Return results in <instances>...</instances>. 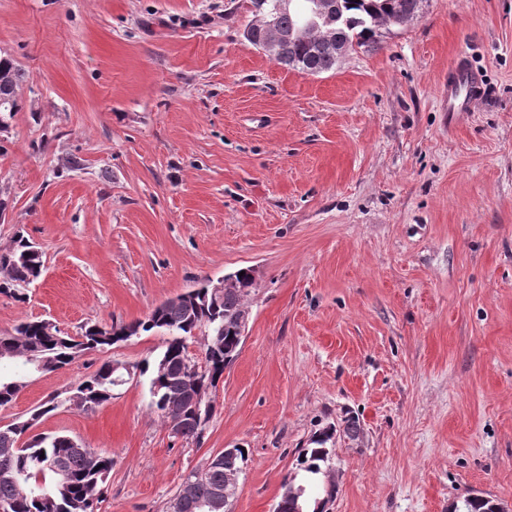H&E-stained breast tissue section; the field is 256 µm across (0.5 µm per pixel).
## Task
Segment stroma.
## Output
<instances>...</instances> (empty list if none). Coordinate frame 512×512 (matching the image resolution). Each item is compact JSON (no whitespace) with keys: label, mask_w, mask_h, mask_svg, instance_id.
I'll use <instances>...</instances> for the list:
<instances>
[{"label":"stroma","mask_w":512,"mask_h":512,"mask_svg":"<svg viewBox=\"0 0 512 512\" xmlns=\"http://www.w3.org/2000/svg\"><path fill=\"white\" fill-rule=\"evenodd\" d=\"M253 19L247 0H0V54L26 74L0 133V249L21 233L44 262L25 300L0 295V333L130 323L256 277L200 440L149 407L161 332L21 372L0 426L119 362L134 372L108 402L36 427L111 450L101 512H167L236 446L233 512H273L329 428V512H464L474 494L512 512V0H428L318 76L246 41ZM460 54L487 92L453 124Z\"/></svg>","instance_id":"obj_1"}]
</instances>
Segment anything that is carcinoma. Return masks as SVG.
I'll use <instances>...</instances> for the list:
<instances>
[{
	"mask_svg": "<svg viewBox=\"0 0 512 512\" xmlns=\"http://www.w3.org/2000/svg\"><path fill=\"white\" fill-rule=\"evenodd\" d=\"M337 19L330 26L310 25L305 38L288 48L292 69L320 75L336 68V60L320 51L316 43L336 39L351 50L378 43L382 31L390 30L400 15L416 11L418 0H336ZM43 271L42 252L20 235L13 245L0 251V294L22 298L20 287L37 280ZM244 306L243 296L229 290L220 300L210 289L195 288L154 307L148 315L128 324L86 325L76 335L63 332L49 320H29L12 333L0 335V362L21 360L36 371H55L74 358L94 350L129 340L152 331L169 335L165 349L154 363L151 379V406L165 422L180 416L177 424L182 437L199 439L216 413V406L204 419L195 417L192 394L187 390L181 364L188 360L200 370V380L216 387L224 375V353L236 346L235 315ZM206 332L202 359L188 353V340L195 332ZM22 388L18 381L0 377V407L9 406ZM112 398V362H104L70 394L53 395L29 417L0 427V512H100V504L112 472V452L103 448H77L68 436L34 432L41 418L61 407L91 411ZM332 433L314 440L316 447L305 448L298 470L310 475L301 483L307 487L323 473L331 457L326 444ZM64 463V473L54 469ZM193 493H176L171 512H213L215 490L224 485V469H201L189 475ZM308 495L282 496L280 512H297Z\"/></svg>",
	"mask_w": 512,
	"mask_h": 512,
	"instance_id": "cac0c4a2",
	"label": "carcinoma"
}]
</instances>
